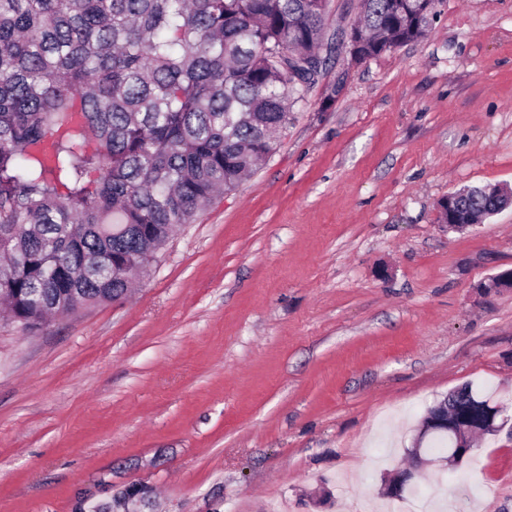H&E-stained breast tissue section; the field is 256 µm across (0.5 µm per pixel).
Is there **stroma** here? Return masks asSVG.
Masks as SVG:
<instances>
[{"mask_svg":"<svg viewBox=\"0 0 512 512\" xmlns=\"http://www.w3.org/2000/svg\"><path fill=\"white\" fill-rule=\"evenodd\" d=\"M427 36L355 64L358 0L275 150L181 226L126 298L29 333L0 317V512H73L144 483L145 512H387L420 418L465 383L512 415V0H442ZM444 512H512V434L419 467ZM497 194L498 192L493 188H467L455 192L453 202L457 211L460 213L469 212L471 216L478 219L483 216H492L505 203V199L497 196ZM506 196L508 201L498 211L509 205L512 206V192L507 190ZM126 488L116 490L112 494V486L108 484H101L97 491H81L75 495L74 508L80 510L83 506L89 503L107 502L112 498V511L121 512L123 510V500L125 498ZM101 494H108L106 500H98ZM96 500V501H94Z\"/></svg>","mask_w":512,"mask_h":512,"instance_id":"obj_1","label":"stroma"}]
</instances>
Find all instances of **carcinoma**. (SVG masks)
Masks as SVG:
<instances>
[{
  "label": "carcinoma",
  "mask_w": 512,
  "mask_h": 512,
  "mask_svg": "<svg viewBox=\"0 0 512 512\" xmlns=\"http://www.w3.org/2000/svg\"><path fill=\"white\" fill-rule=\"evenodd\" d=\"M438 0H359L361 60L422 38ZM328 0H0V304L17 321L125 295L266 157L335 51ZM493 215V188L454 193ZM138 260V272L128 267ZM468 399L493 394L466 384ZM450 432L423 452L448 456Z\"/></svg>",
  "instance_id": "carcinoma-1"
}]
</instances>
